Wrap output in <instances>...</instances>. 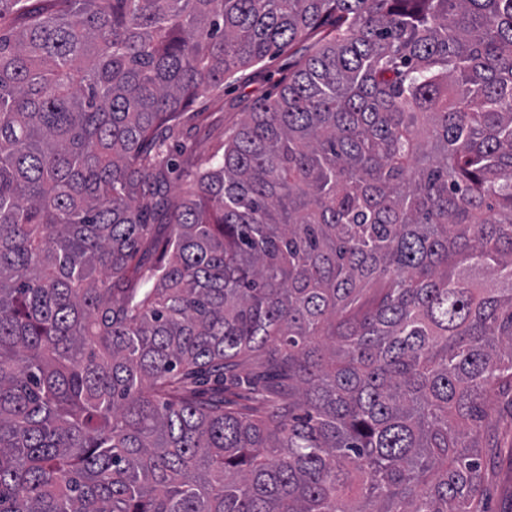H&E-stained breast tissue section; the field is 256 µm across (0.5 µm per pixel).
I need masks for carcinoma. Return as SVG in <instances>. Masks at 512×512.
I'll return each instance as SVG.
<instances>
[{
    "instance_id": "carcinoma-1",
    "label": "carcinoma",
    "mask_w": 512,
    "mask_h": 512,
    "mask_svg": "<svg viewBox=\"0 0 512 512\" xmlns=\"http://www.w3.org/2000/svg\"><path fill=\"white\" fill-rule=\"evenodd\" d=\"M498 396L512 0H0V512H485ZM306 44L278 51L253 67L246 83L231 84L219 96L201 97L194 109L201 112L188 120L170 142L174 165L167 172L170 196L179 201L189 190L188 171L211 167L224 151V141L247 117L252 108L275 97L288 75L307 55Z\"/></svg>"
}]
</instances>
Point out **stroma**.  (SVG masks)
Here are the masks:
<instances>
[{"label":"stroma","instance_id":"35a3bbf8","mask_svg":"<svg viewBox=\"0 0 512 512\" xmlns=\"http://www.w3.org/2000/svg\"><path fill=\"white\" fill-rule=\"evenodd\" d=\"M304 44L275 53L253 67L248 82L227 87L217 96L199 98L197 115L187 121L170 142L174 161L167 174L172 200H180L189 190V171L211 167L224 151V142L247 117L252 108L275 97L289 74L304 59ZM494 476L484 491L487 512H512V458L500 456L492 463Z\"/></svg>","mask_w":512,"mask_h":512}]
</instances>
